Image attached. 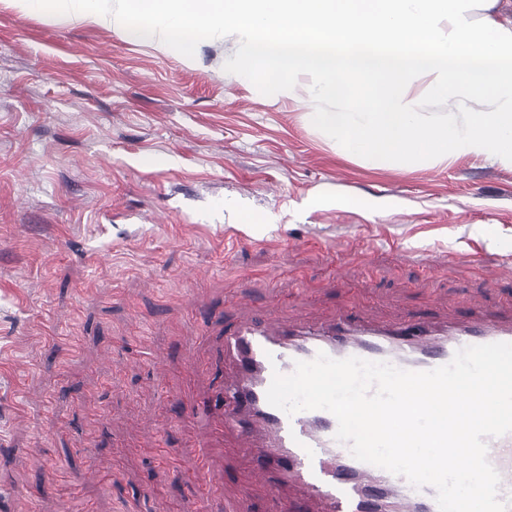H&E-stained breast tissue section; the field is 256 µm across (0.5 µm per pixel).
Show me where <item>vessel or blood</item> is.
I'll return each instance as SVG.
<instances>
[{"label":"vessel or blood","mask_w":512,"mask_h":512,"mask_svg":"<svg viewBox=\"0 0 512 512\" xmlns=\"http://www.w3.org/2000/svg\"><path fill=\"white\" fill-rule=\"evenodd\" d=\"M406 261L427 269L479 267L489 280L512 273V263L488 260L479 247L466 252L405 253ZM512 343V314L478 311L469 319L431 323L414 318L372 325L340 314L326 322L282 318L270 308L249 315L224 331V356L237 366L220 395L223 411L212 422L215 432L236 430L241 447L256 449L254 480L267 486L268 512H302L316 502L322 512H368L367 489L392 498V512H439L433 487L414 488L406 478L355 459L336 440L338 423L329 411L287 415L266 397L274 373H291L299 361L318 352L332 358L385 361L410 371H428L449 363L471 345ZM488 459L498 471L499 497L512 504V433L488 439ZM299 487L298 501L280 508L277 484Z\"/></svg>","instance_id":"b4317fda"}]
</instances>
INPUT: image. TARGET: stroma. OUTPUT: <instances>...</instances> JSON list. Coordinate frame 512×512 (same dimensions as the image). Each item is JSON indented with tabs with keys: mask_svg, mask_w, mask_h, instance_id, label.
Segmentation results:
<instances>
[{
	"mask_svg": "<svg viewBox=\"0 0 512 512\" xmlns=\"http://www.w3.org/2000/svg\"><path fill=\"white\" fill-rule=\"evenodd\" d=\"M234 37L194 62L121 29L0 0V512H177L197 493L218 413L235 299L373 323L512 310V276L401 260L475 243L512 255V166L468 155L375 168L337 152L292 97L224 69ZM152 350L160 361L144 356ZM177 449L164 464L158 442ZM202 504L238 496L252 456L224 435Z\"/></svg>",
	"mask_w": 512,
	"mask_h": 512,
	"instance_id": "35a3bbf8",
	"label": "stroma"
}]
</instances>
